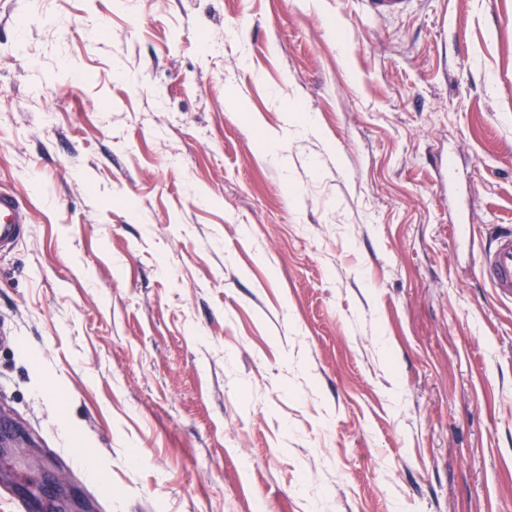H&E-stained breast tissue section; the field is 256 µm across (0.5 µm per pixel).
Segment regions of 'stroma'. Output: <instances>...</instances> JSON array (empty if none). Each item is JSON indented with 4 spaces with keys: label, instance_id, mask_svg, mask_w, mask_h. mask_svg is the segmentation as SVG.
I'll list each match as a JSON object with an SVG mask.
<instances>
[{
    "label": "stroma",
    "instance_id": "35a3bbf8",
    "mask_svg": "<svg viewBox=\"0 0 512 512\" xmlns=\"http://www.w3.org/2000/svg\"><path fill=\"white\" fill-rule=\"evenodd\" d=\"M0 188V400L85 512H512V0H0ZM28 217L22 202L12 192L0 191V252L11 248ZM480 273L496 294L512 300V230L502 231L479 256Z\"/></svg>",
    "mask_w": 512,
    "mask_h": 512
}]
</instances>
